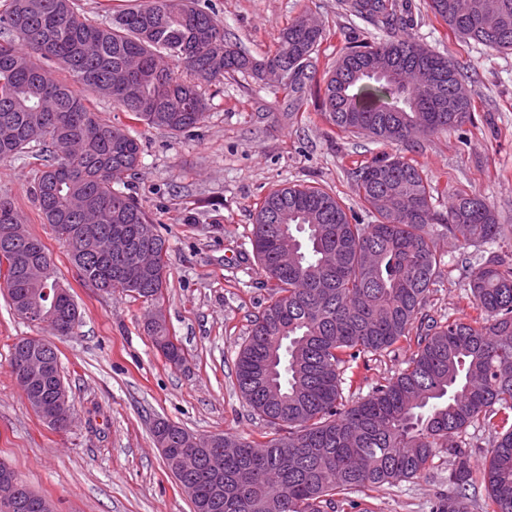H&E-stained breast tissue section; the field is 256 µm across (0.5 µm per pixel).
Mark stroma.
<instances>
[{
    "label": "stroma",
    "mask_w": 512,
    "mask_h": 512,
    "mask_svg": "<svg viewBox=\"0 0 512 512\" xmlns=\"http://www.w3.org/2000/svg\"><path fill=\"white\" fill-rule=\"evenodd\" d=\"M227 39L261 55L288 22L305 15L324 29L315 56L327 71L348 47L383 38L379 28L346 14L342 0H210ZM419 40L451 56L470 78L471 120L410 145L379 143L339 131L320 116L315 90L286 95L250 77H225L205 86L204 123L171 135L131 120L98 98L112 124L128 129L144 148L132 191L166 237L168 280L160 306L166 327L185 352L173 368L144 329L146 304L121 290L106 294L85 285L31 193L35 159L0 163V196L9 198L25 229L49 250L60 282L81 313L74 333L57 336L61 373L75 414L59 432L34 413L10 368L13 343L49 330L19 319L0 291V462L9 465L55 512H192L157 447L152 427L173 422L203 436L261 440L276 428L241 400L235 358L255 316L270 302L248 236L260 199L283 182L332 189L353 210V168L375 155L401 154L421 166L434 189L435 209L465 191L492 205L512 225V53H500L454 35L428 7L411 0ZM446 268L425 311L436 319L473 317L466 271L489 248L462 247L442 238ZM415 337L365 357L356 370L354 397L404 368ZM449 464L426 477L352 494L336 512H429L448 490Z\"/></svg>",
    "instance_id": "stroma-1"
}]
</instances>
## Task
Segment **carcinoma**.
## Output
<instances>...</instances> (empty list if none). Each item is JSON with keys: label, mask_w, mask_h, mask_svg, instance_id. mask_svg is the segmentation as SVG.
I'll list each match as a JSON object with an SVG mask.
<instances>
[{"label": "carcinoma", "mask_w": 512, "mask_h": 512, "mask_svg": "<svg viewBox=\"0 0 512 512\" xmlns=\"http://www.w3.org/2000/svg\"><path fill=\"white\" fill-rule=\"evenodd\" d=\"M482 0H429L456 34L495 50L512 51V0L498 14H481ZM349 15L387 33L359 45L321 74L313 54L324 31L301 18L285 27L274 49L256 57L225 42L224 25L201 0H140L105 23L82 18L76 0H8L0 11V161L42 157L32 194L38 210L88 285L120 289L151 306L167 276L168 244L156 235L160 263L136 270V252L117 256L102 241L115 225L152 224L132 195L115 188L141 163V143L91 108L106 97L133 120L172 135L199 127L208 101L202 84L226 75L255 79L273 60L294 77L282 90L323 91L321 115L332 126L392 144L408 143L415 126L435 135L471 118V99L455 62L415 38L405 0H342ZM176 62L181 71L170 67ZM69 74L51 77L45 62ZM432 78L438 96L456 110L439 111L401 70ZM353 191L373 218L363 224L327 190L283 184L255 208L249 243L270 284L272 302L255 316L235 361L242 400L262 419L286 427L264 442L238 438L242 451L224 448L222 433L196 436L167 420L152 433L167 467L181 485L192 483L193 512H327L336 498L361 489L418 479L434 460L451 462L448 494L431 512H512V258L493 253L469 269L467 286L480 318L436 320L424 313L444 265L436 240L464 246L503 242L512 229L482 199L465 192L437 211L433 187L418 164L399 155L376 156L352 172ZM22 220L0 198V253L14 252L19 273L7 282L10 306H27L45 288H59L43 242L6 229ZM40 321L56 331L80 320L69 289L59 306L45 301ZM169 361L183 358L164 322L149 331ZM417 336L416 349L397 375L349 402L353 362ZM56 382L35 379L33 409L54 394ZM494 433L481 468L463 437L471 426ZM193 452L195 466L177 460ZM484 485L478 502L476 489Z\"/></svg>", "instance_id": "1"}]
</instances>
